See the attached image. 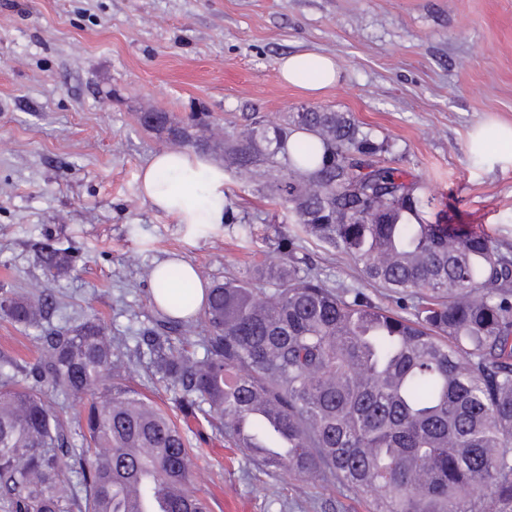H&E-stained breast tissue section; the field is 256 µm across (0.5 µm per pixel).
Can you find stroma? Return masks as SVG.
<instances>
[{"instance_id":"1","label":"stroma","mask_w":512,"mask_h":512,"mask_svg":"<svg viewBox=\"0 0 512 512\" xmlns=\"http://www.w3.org/2000/svg\"><path fill=\"white\" fill-rule=\"evenodd\" d=\"M334 57L341 80L312 98L284 84L282 56ZM321 107L350 114L437 206L512 248V163L473 153L479 123L512 125V0H0V297L53 288L48 325L96 314L110 336L159 318L151 270L181 258L203 286L274 254L288 210L233 170L224 191L254 243L221 224L155 211L140 176L169 145L143 112L209 128L243 113L278 123ZM72 257L47 279L45 245ZM31 329L0 316V352L34 365ZM193 481L214 512H363L355 489L266 475L220 441L200 446Z\"/></svg>"}]
</instances>
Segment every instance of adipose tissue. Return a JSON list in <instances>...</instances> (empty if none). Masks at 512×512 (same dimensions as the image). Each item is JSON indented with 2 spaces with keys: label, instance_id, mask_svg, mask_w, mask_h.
<instances>
[{
  "label": "adipose tissue",
  "instance_id": "obj_1",
  "mask_svg": "<svg viewBox=\"0 0 512 512\" xmlns=\"http://www.w3.org/2000/svg\"><path fill=\"white\" fill-rule=\"evenodd\" d=\"M285 83L316 94L334 85L339 73L334 59L311 52L283 56L277 63ZM140 191L144 200L159 211L177 217L182 224H220L224 221V171L204 156L188 153L155 155L141 175ZM178 269L177 281H155V300L168 308L179 299V287L194 292L195 303L203 301V286L193 266L178 261L161 263L158 273Z\"/></svg>",
  "mask_w": 512,
  "mask_h": 512
}]
</instances>
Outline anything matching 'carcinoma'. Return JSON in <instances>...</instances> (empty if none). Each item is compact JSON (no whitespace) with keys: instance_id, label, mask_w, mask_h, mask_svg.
<instances>
[{"instance_id":"1","label":"carcinoma","mask_w":512,"mask_h":512,"mask_svg":"<svg viewBox=\"0 0 512 512\" xmlns=\"http://www.w3.org/2000/svg\"><path fill=\"white\" fill-rule=\"evenodd\" d=\"M141 121L254 178L396 308L331 281L284 234L278 257L205 289L194 315L163 314L131 354L95 315L31 337L35 365L0 357L3 512H139L161 487L167 512H211L192 488L190 436L125 384L142 368L224 447L270 474L355 488L366 512H512V252L464 224L429 223L433 196L380 161L384 146L346 113L246 115L222 143L196 134L203 115ZM224 224L252 238L229 204ZM38 260L53 278L71 264L50 245ZM51 296L4 298L0 311L37 327ZM56 398L80 405L77 430Z\"/></svg>"}]
</instances>
